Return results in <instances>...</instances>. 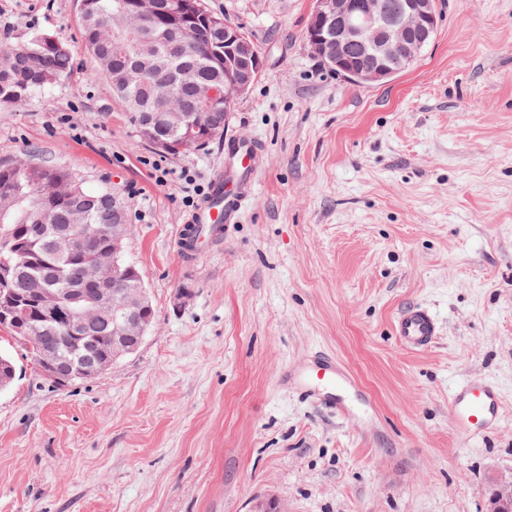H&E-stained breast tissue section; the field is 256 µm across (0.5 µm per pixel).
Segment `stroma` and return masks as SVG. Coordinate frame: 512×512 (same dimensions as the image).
Listing matches in <instances>:
<instances>
[{
	"mask_svg": "<svg viewBox=\"0 0 512 512\" xmlns=\"http://www.w3.org/2000/svg\"><path fill=\"white\" fill-rule=\"evenodd\" d=\"M264 66L226 137L266 149L255 192L209 253L174 238L223 139L176 156L134 131L81 38L78 0H0V43L66 40L77 65L0 110V167L25 157L111 190L126 259L156 318L139 349L64 386L17 366L0 390V512H486L512 474V0H438L432 43L383 84L311 55V0H200ZM441 321L404 348L405 306ZM328 352L371 401L346 420L289 390L291 362ZM482 377L500 426L461 436L449 396ZM440 326L427 307L409 306L400 311L394 323V335L400 344L415 351L429 349L439 336Z\"/></svg>",
	"mask_w": 512,
	"mask_h": 512,
	"instance_id": "obj_1",
	"label": "stroma"
}]
</instances>
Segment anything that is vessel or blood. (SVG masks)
Returning <instances> with one entry per match:
<instances>
[{
	"mask_svg": "<svg viewBox=\"0 0 512 512\" xmlns=\"http://www.w3.org/2000/svg\"><path fill=\"white\" fill-rule=\"evenodd\" d=\"M262 143L235 137L224 143V162L211 179L207 194L191 212L176 236L180 255L193 258L213 246L225 225L235 223L250 201L255 177L265 163ZM440 331L434 313L423 306H409L395 319L394 334L400 344L415 351L429 349ZM284 382L317 405L350 417L354 409L348 401L358 384L352 373L328 354L319 355L309 365L288 368ZM450 411L463 435L492 432L501 419L502 403L497 389L475 377L459 385L450 397Z\"/></svg>",
	"mask_w": 512,
	"mask_h": 512,
	"instance_id": "vessel-or-blood-1",
	"label": "vessel or blood"
}]
</instances>
